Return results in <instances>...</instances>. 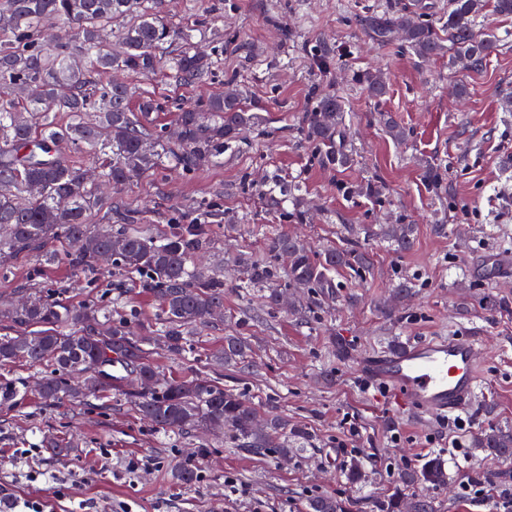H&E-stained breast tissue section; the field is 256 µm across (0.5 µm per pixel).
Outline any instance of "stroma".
<instances>
[{"label":"stroma","instance_id":"stroma-1","mask_svg":"<svg viewBox=\"0 0 512 512\" xmlns=\"http://www.w3.org/2000/svg\"><path fill=\"white\" fill-rule=\"evenodd\" d=\"M413 0H163L174 25L196 31L216 65L203 90L179 85L167 71L127 75L136 91L177 103L219 93L227 81L255 105L257 123L219 160L194 174L161 168L133 178L113 201L136 209L159 233L204 218L209 246L197 265L224 276L223 325L193 329L181 353L150 347L160 378L208 375L259 405L276 406L310 433L291 462L238 448L231 434L164 433L142 420L122 396L40 403L44 369L0 366V500L13 512H306L309 498L363 499L383 493L407 467L441 458L448 483L429 490L435 512H499L512 497V460L495 462L477 448L481 429H512V16L485 8L479 38L501 44L479 73L465 69L454 47L423 61L401 35L380 41L365 16L373 6L400 11ZM378 71L383 98L354 73ZM344 104L350 166L323 164L306 135L317 98ZM390 115L408 136L392 139ZM435 166L438 190L424 173ZM299 183L285 221L250 188L271 175ZM380 193H361L364 182ZM414 227L411 248L391 251L382 225ZM301 236L316 252L356 239L373 259L363 275L335 273L338 298L299 317L272 309L249 287L248 266L265 257L275 232ZM411 294L396 300L399 282ZM52 286L72 304L122 302L112 315L131 331L154 328L157 298L132 278L74 266L67 251L54 261L0 255V312L21 288ZM395 307L392 317L384 305ZM477 336L486 353L472 409L444 417L401 412L367 377L365 357L418 337ZM247 338L246 364L221 366L226 335ZM354 347L339 359L334 339ZM72 442L65 457L45 448L47 435ZM363 459L365 483L343 471ZM198 478L185 485L179 466Z\"/></svg>","mask_w":512,"mask_h":512}]
</instances>
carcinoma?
<instances>
[{
  "label": "carcinoma",
  "instance_id": "carcinoma-1",
  "mask_svg": "<svg viewBox=\"0 0 512 512\" xmlns=\"http://www.w3.org/2000/svg\"><path fill=\"white\" fill-rule=\"evenodd\" d=\"M158 0H4L0 9L6 22L0 28V253L47 261L56 254L55 243L69 248L71 261L91 269L109 261L122 276L138 280L139 287L158 297L163 312L159 326L148 336H131L123 319L112 310L75 306L44 290L29 291L25 303L3 314L6 330L0 337V365L17 361L44 364L38 396L54 405L74 395L99 397L114 391L162 432L192 429L227 430L238 446L258 455L283 459L308 444L307 428L290 423L273 405L266 407L263 423L258 410L218 382L197 374L162 382L146 346L152 336L165 339L173 352L183 348L190 328L217 320L224 306V280L190 265L191 254L206 245L201 224H174L163 235L137 224L136 211L123 209L127 226L116 231L110 224H90L98 212L112 213V197L99 191L108 183L118 188L131 176L166 163L186 174L224 154L253 126L243 94L228 82L224 92L205 100L180 103L175 113V134L158 125L152 114L161 106L149 94L131 105L132 92L112 72L152 74L164 69L180 84L206 82L214 60L199 52L192 36L158 14ZM481 0H448V14L434 4L393 18L377 17L373 31L388 40L401 30L415 55L438 56L443 42L463 53L467 69L479 72L499 43L477 39ZM56 20L73 29L70 35H49L46 24ZM179 44L177 51L170 50ZM374 97L386 93L377 74L358 76ZM67 121L60 123L56 116ZM344 108L334 95L318 97L306 117L308 139L331 166L351 161L344 143ZM69 143L76 158L63 156L58 147ZM96 179L86 177V164ZM296 189L280 178L267 181L258 195L280 207ZM413 229L405 225L384 237L396 252L412 243ZM288 257V283L317 299L336 297L332 273L369 270L370 254L351 245L311 253L297 238L275 235L269 257L250 263L252 283L266 288L265 301L276 306L280 292L269 287L277 277L274 260ZM248 343L240 336L224 337V361L242 362ZM119 368L135 374L140 384L127 386L112 373ZM493 460L512 459V431L491 430L476 437ZM447 482L444 463L430 459L420 468L405 471L387 494L363 502L332 495H317L307 512H434L423 496L405 499L415 485L439 487Z\"/></svg>",
  "mask_w": 512,
  "mask_h": 512
}]
</instances>
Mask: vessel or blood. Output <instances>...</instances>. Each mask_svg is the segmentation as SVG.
Segmentation results:
<instances>
[{
	"label": "vessel or blood",
	"mask_w": 512,
	"mask_h": 512,
	"mask_svg": "<svg viewBox=\"0 0 512 512\" xmlns=\"http://www.w3.org/2000/svg\"><path fill=\"white\" fill-rule=\"evenodd\" d=\"M485 353L470 336L435 337L365 359V376L391 385L400 410L432 417L472 405Z\"/></svg>",
	"instance_id": "obj_1"
}]
</instances>
